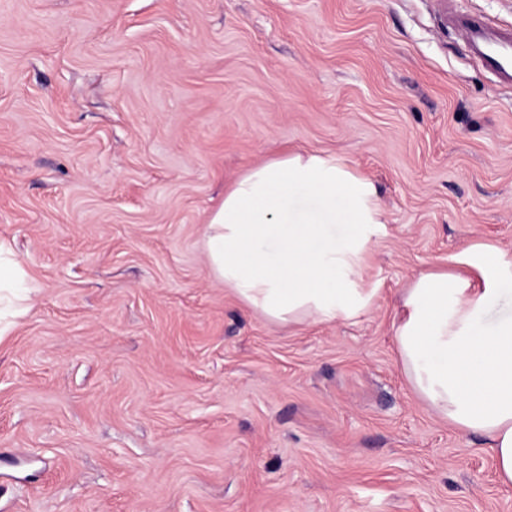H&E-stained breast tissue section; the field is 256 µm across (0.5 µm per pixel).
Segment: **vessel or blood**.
Returning a JSON list of instances; mask_svg holds the SVG:
<instances>
[{
	"label": "vessel or blood",
	"instance_id": "vessel-or-blood-1",
	"mask_svg": "<svg viewBox=\"0 0 512 512\" xmlns=\"http://www.w3.org/2000/svg\"><path fill=\"white\" fill-rule=\"evenodd\" d=\"M440 24L461 27L466 34L467 52L501 85L512 86V28L494 27L478 16L448 18L439 15Z\"/></svg>",
	"mask_w": 512,
	"mask_h": 512
}]
</instances>
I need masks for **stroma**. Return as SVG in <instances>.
<instances>
[{"label": "stroma", "mask_w": 512, "mask_h": 512, "mask_svg": "<svg viewBox=\"0 0 512 512\" xmlns=\"http://www.w3.org/2000/svg\"><path fill=\"white\" fill-rule=\"evenodd\" d=\"M465 43L433 0H0V239L41 287L0 339V512H512L395 338L420 272L512 257V87ZM287 148L377 190L355 318L210 271Z\"/></svg>", "instance_id": "1"}]
</instances>
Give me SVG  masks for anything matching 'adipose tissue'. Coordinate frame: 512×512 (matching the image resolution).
<instances>
[{
    "label": "adipose tissue",
    "mask_w": 512,
    "mask_h": 512,
    "mask_svg": "<svg viewBox=\"0 0 512 512\" xmlns=\"http://www.w3.org/2000/svg\"><path fill=\"white\" fill-rule=\"evenodd\" d=\"M384 211L373 184L332 157L292 153L257 165L224 193L203 231L216 278L254 311L283 323L366 311L363 260ZM465 261L483 287L445 271L421 273L395 327L418 395L458 428L486 437L502 483L512 484V307L486 311L512 258L485 247ZM39 286L0 241V337L34 306Z\"/></svg>",
    "instance_id": "ef3b65f1"
}]
</instances>
